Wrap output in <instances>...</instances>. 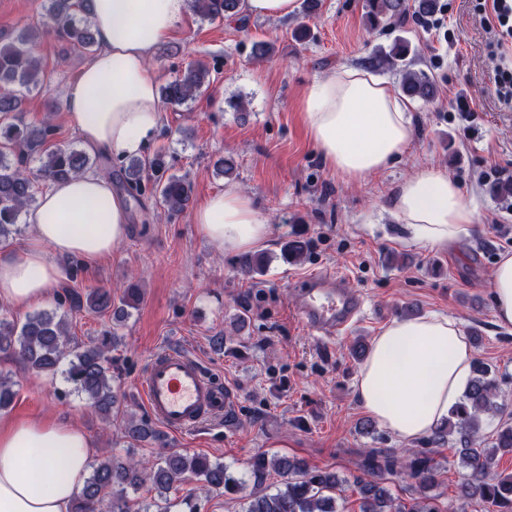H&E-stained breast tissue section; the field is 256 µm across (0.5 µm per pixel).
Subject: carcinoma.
Here are the masks:
<instances>
[{"label": "carcinoma", "instance_id": "carcinoma-1", "mask_svg": "<svg viewBox=\"0 0 512 512\" xmlns=\"http://www.w3.org/2000/svg\"><path fill=\"white\" fill-rule=\"evenodd\" d=\"M193 10L208 21L232 18L242 13L244 0H191ZM367 18L375 29L381 22L396 26L407 18V0H367ZM89 54L98 49L92 29L89 5L85 0H48L45 19L31 22L8 44L0 46V113L14 114V121L0 125V242L18 232L21 213L36 202L38 182H54L77 176L91 166L87 154L74 146L51 148L53 128L49 121L28 123L21 117L24 93L44 85V62L33 52L32 45L47 30ZM410 43L397 38L381 62L403 71L401 90L410 99L429 101L436 95L435 82L424 72L412 69ZM210 70L196 60L183 74L161 88L162 98L172 105H185L205 86ZM37 157L40 166L28 167ZM153 171V180L143 178L145 168ZM125 188L131 196L150 192L170 215L182 213L192 195V182L185 176L167 174L163 156L151 164L130 158L124 166ZM70 307L104 312L112 307V291L95 288L86 294H68ZM115 337L106 335L83 347L69 342L68 323L56 312L29 315L21 323L0 318V352L17 356L29 369L46 375L55 374L68 361L66 379L84 395L101 418L112 417L118 397L112 389L109 350ZM500 382L495 370L483 361L473 365V377L462 401L450 411L448 426L433 435V442L443 443L458 436L459 464L462 469L459 498L480 505L483 512H512V476L496 470L498 453H512V424L503 423L490 437L481 435L483 416L502 411L498 404ZM13 383L0 377V411L14 400ZM359 467L368 479H356L363 496L361 512H449L439 496L432 493L440 483L441 469L433 451L398 454L390 448H363ZM414 480L416 496L403 500L394 496L388 484L400 472ZM278 484L269 483L272 475ZM203 478L211 488L236 493L242 482L220 463L199 456L172 451L149 469L127 449L124 459L104 457L92 467L72 512H129L123 497L125 487L137 488L151 480L162 498L177 491L192 478ZM252 483L250 501L242 512H339L336 493L343 481L336 474L309 468L286 456L269 458L259 455L247 466Z\"/></svg>", "mask_w": 512, "mask_h": 512}]
</instances>
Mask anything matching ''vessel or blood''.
Here are the masks:
<instances>
[{
  "label": "vessel or blood",
  "instance_id": "vessel-or-blood-1",
  "mask_svg": "<svg viewBox=\"0 0 512 512\" xmlns=\"http://www.w3.org/2000/svg\"><path fill=\"white\" fill-rule=\"evenodd\" d=\"M363 309V298L346 289L343 276L332 271L307 278L293 302L299 322L329 338L358 322ZM140 386L151 418L175 435L223 418L233 401L232 393L221 389L198 359L178 350L157 354Z\"/></svg>",
  "mask_w": 512,
  "mask_h": 512
}]
</instances>
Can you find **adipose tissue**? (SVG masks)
I'll return each mask as SVG.
<instances>
[{"label": "adipose tissue", "mask_w": 512, "mask_h": 512, "mask_svg": "<svg viewBox=\"0 0 512 512\" xmlns=\"http://www.w3.org/2000/svg\"><path fill=\"white\" fill-rule=\"evenodd\" d=\"M188 10L189 0H91L99 49L65 93L68 118L88 151L122 159L143 152L165 115L149 60ZM302 109L324 165L349 183L400 160L413 138V117L399 92L360 67L312 81ZM388 205L416 245L445 249L479 229L459 183L438 164L417 166L394 184ZM129 221L124 196L104 175L52 183L29 216L25 245L0 249V301L21 311L42 303L65 275L55 256L95 263L124 240ZM193 221L225 254L256 250L271 234L251 195L235 185L211 196ZM490 288L496 323L512 328V251L498 255ZM473 361L457 320L431 313L393 321L372 340L357 400L400 441L427 438L447 426ZM94 454L76 425L0 417V512H71Z\"/></svg>", "instance_id": "1"}]
</instances>
